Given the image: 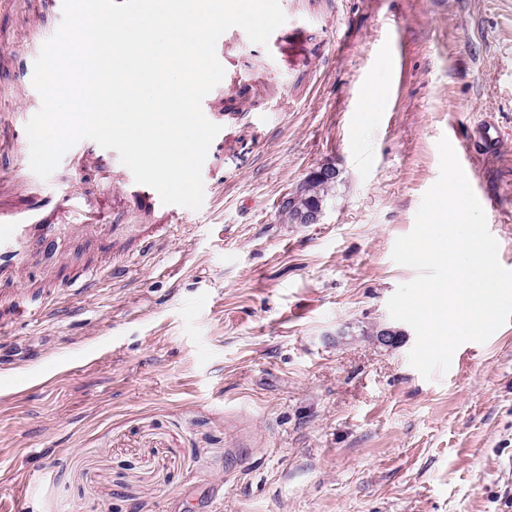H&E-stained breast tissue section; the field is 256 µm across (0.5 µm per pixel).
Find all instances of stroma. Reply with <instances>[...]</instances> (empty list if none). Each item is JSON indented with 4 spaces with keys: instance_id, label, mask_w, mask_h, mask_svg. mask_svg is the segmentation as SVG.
I'll use <instances>...</instances> for the list:
<instances>
[{
    "instance_id": "obj_1",
    "label": "stroma",
    "mask_w": 512,
    "mask_h": 512,
    "mask_svg": "<svg viewBox=\"0 0 512 512\" xmlns=\"http://www.w3.org/2000/svg\"><path fill=\"white\" fill-rule=\"evenodd\" d=\"M321 57L296 73L230 46L245 94L224 118L199 210L149 252L157 217L120 200L124 173L60 185L118 230L66 236L20 274L59 314L0 347V498L23 512H512V318L466 342L446 374L408 360L413 329L386 307L416 272L396 264L448 138L512 257V0H291ZM41 0L0 16V118L35 112L30 30ZM339 182L317 224L281 203L311 171ZM111 248L121 273L90 296L57 288ZM398 330L395 346L375 337Z\"/></svg>"
}]
</instances>
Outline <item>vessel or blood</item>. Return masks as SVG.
<instances>
[{
    "label": "vessel or blood",
    "mask_w": 512,
    "mask_h": 512,
    "mask_svg": "<svg viewBox=\"0 0 512 512\" xmlns=\"http://www.w3.org/2000/svg\"><path fill=\"white\" fill-rule=\"evenodd\" d=\"M309 24L308 19L289 21L270 36L266 52L272 59H281L287 45L300 43ZM74 171L94 168L111 175L112 164L107 149L96 142L83 140L66 153ZM125 201L149 211L172 213V206L162 205L157 192L138 184L133 178L121 183ZM97 233L111 237L113 227L108 224L99 203L76 189L60 188L47 191L45 180L37 177L26 165L10 171L0 170V283L13 285L10 296H0V333L16 324L44 313L49 301L16 287L15 281L29 258L40 251L55 248L61 235ZM111 260L91 265L69 280L74 296L94 292L99 277L111 275Z\"/></svg>",
    "instance_id": "b4317fda"
}]
</instances>
